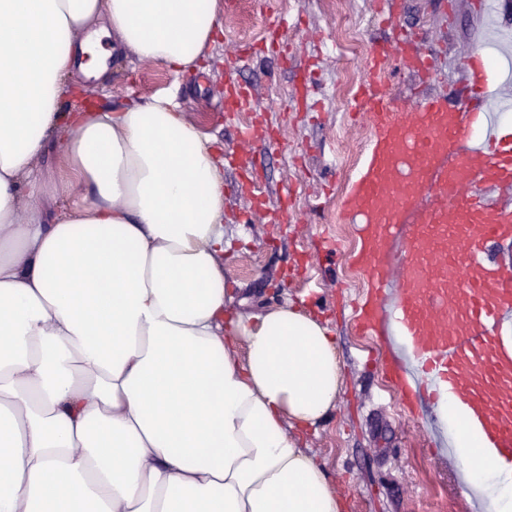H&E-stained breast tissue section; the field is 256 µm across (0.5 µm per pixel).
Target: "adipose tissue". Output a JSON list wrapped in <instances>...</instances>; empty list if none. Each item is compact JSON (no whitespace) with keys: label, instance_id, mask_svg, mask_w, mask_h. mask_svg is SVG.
<instances>
[{"label":"adipose tissue","instance_id":"adipose-tissue-1","mask_svg":"<svg viewBox=\"0 0 512 512\" xmlns=\"http://www.w3.org/2000/svg\"><path fill=\"white\" fill-rule=\"evenodd\" d=\"M220 0H0V512H344L295 431L336 408L332 331L292 303L232 309L224 174L172 97L62 109L110 56L180 72ZM115 41L82 67L80 36ZM62 144L58 178L35 157ZM72 185L92 198L47 217ZM469 480L501 472L456 400Z\"/></svg>","mask_w":512,"mask_h":512}]
</instances>
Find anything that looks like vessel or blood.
Instances as JSON below:
<instances>
[{
  "instance_id": "obj_1",
  "label": "vessel or blood",
  "mask_w": 512,
  "mask_h": 512,
  "mask_svg": "<svg viewBox=\"0 0 512 512\" xmlns=\"http://www.w3.org/2000/svg\"><path fill=\"white\" fill-rule=\"evenodd\" d=\"M472 51L463 61L474 102L492 89ZM395 50L374 49L359 100L372 132L369 157L343 202L358 227L369 290L353 301L387 377L432 431L439 403L460 400L499 467L512 471V265L495 260L512 239V122L488 123L484 137L464 106L425 94L396 100L386 83ZM254 109L229 92L227 115Z\"/></svg>"
}]
</instances>
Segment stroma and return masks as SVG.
Wrapping results in <instances>:
<instances>
[{
    "label": "stroma",
    "instance_id": "1",
    "mask_svg": "<svg viewBox=\"0 0 512 512\" xmlns=\"http://www.w3.org/2000/svg\"><path fill=\"white\" fill-rule=\"evenodd\" d=\"M399 23L411 48L434 49L431 79L397 68L389 93L405 98L412 87L465 99L464 57L485 41L492 26L512 40V0H405ZM222 33L199 68L174 72L127 56L111 60L104 79L73 82L66 103L88 100L109 110L174 95L184 117L215 151L236 152V126L224 123L227 82L253 85L275 141L247 154L245 165L224 172V268L236 300L264 307L293 302L327 323L343 372L336 408L324 423L298 435L324 465L343 496L346 512H469L458 475L427 445V432L400 394L370 361V337L360 335L350 304L368 282L356 263L354 225L344 223L347 185L367 151L371 134L354 111L351 89L366 78L365 58L384 39L375 16L379 0H221ZM293 23L287 45L235 68L226 41L263 46L268 14ZM252 180L265 204L252 223L240 221L246 205L241 178ZM285 208L281 223L271 212Z\"/></svg>",
    "mask_w": 512,
    "mask_h": 512
}]
</instances>
